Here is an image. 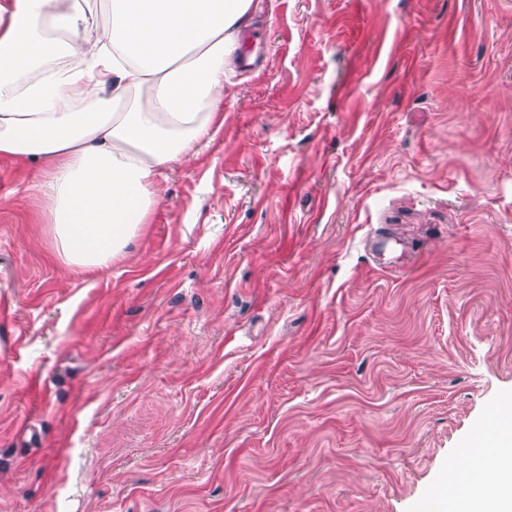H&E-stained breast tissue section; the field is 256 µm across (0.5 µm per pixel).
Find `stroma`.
Here are the masks:
<instances>
[{
    "label": "stroma",
    "mask_w": 512,
    "mask_h": 512,
    "mask_svg": "<svg viewBox=\"0 0 512 512\" xmlns=\"http://www.w3.org/2000/svg\"><path fill=\"white\" fill-rule=\"evenodd\" d=\"M255 2L109 274L0 156V512H422L512 399V0Z\"/></svg>",
    "instance_id": "obj_1"
}]
</instances>
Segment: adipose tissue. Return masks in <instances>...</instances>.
<instances>
[{"label": "adipose tissue", "mask_w": 512, "mask_h": 512, "mask_svg": "<svg viewBox=\"0 0 512 512\" xmlns=\"http://www.w3.org/2000/svg\"><path fill=\"white\" fill-rule=\"evenodd\" d=\"M253 0H0V155L34 165L60 259L109 273L221 106ZM433 512H512V407Z\"/></svg>", "instance_id": "ef3b65f1"}]
</instances>
